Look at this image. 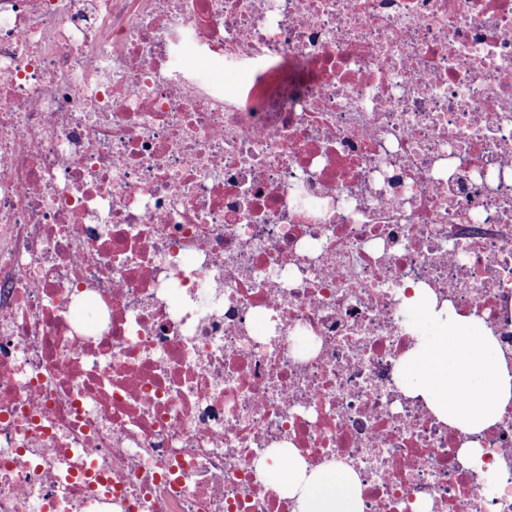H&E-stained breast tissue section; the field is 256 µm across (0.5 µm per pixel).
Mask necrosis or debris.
<instances>
[{"label": "necrosis or debris", "instance_id": "4bbe7bcc", "mask_svg": "<svg viewBox=\"0 0 512 512\" xmlns=\"http://www.w3.org/2000/svg\"><path fill=\"white\" fill-rule=\"evenodd\" d=\"M417 287L512 361V0H0V512H512ZM406 302L415 344L401 359V389L463 433L499 420L512 402V373L480 320L439 305L426 288ZM269 484L295 497L297 512H359L358 478L346 465L329 464L307 473L263 462Z\"/></svg>", "mask_w": 512, "mask_h": 512}]
</instances>
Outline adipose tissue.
Segmentation results:
<instances>
[{
  "instance_id": "1",
  "label": "adipose tissue",
  "mask_w": 512,
  "mask_h": 512,
  "mask_svg": "<svg viewBox=\"0 0 512 512\" xmlns=\"http://www.w3.org/2000/svg\"><path fill=\"white\" fill-rule=\"evenodd\" d=\"M407 304L415 344L401 359V389L423 397L440 419L464 433L499 420L512 403V369L480 320L438 303L424 288L415 289ZM265 476L295 497L297 512H359L358 478L348 466L309 471L271 464Z\"/></svg>"
}]
</instances>
